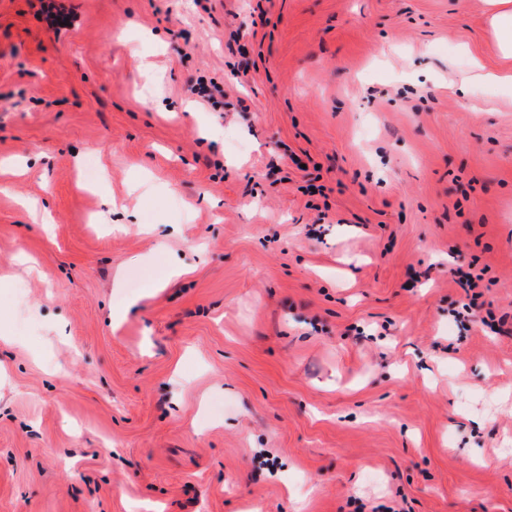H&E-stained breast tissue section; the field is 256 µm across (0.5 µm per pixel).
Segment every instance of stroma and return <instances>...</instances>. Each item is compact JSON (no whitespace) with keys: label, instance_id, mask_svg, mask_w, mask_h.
I'll use <instances>...</instances> for the list:
<instances>
[{"label":"stroma","instance_id":"1","mask_svg":"<svg viewBox=\"0 0 512 512\" xmlns=\"http://www.w3.org/2000/svg\"><path fill=\"white\" fill-rule=\"evenodd\" d=\"M58 3L0 0V512H512L480 0Z\"/></svg>","mask_w":512,"mask_h":512}]
</instances>
